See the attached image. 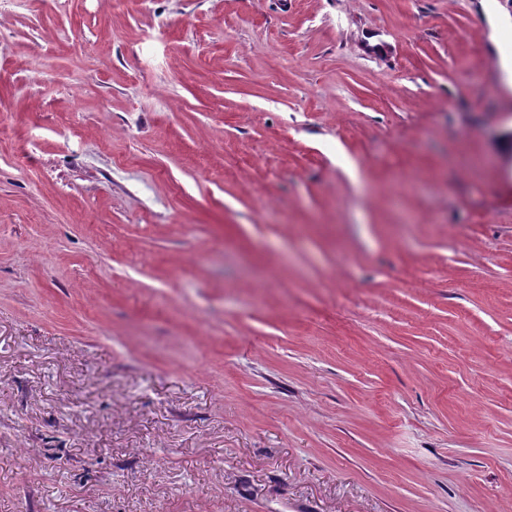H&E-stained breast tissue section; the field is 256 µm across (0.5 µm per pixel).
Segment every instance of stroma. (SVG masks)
I'll return each instance as SVG.
<instances>
[{"label":"stroma","instance_id":"1","mask_svg":"<svg viewBox=\"0 0 512 512\" xmlns=\"http://www.w3.org/2000/svg\"><path fill=\"white\" fill-rule=\"evenodd\" d=\"M0 512H512V0H0Z\"/></svg>","mask_w":512,"mask_h":512}]
</instances>
